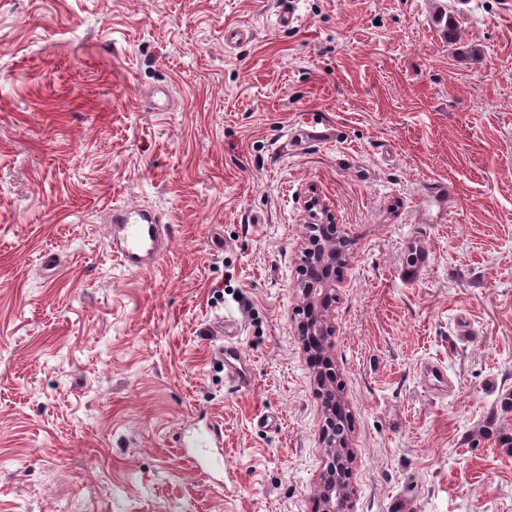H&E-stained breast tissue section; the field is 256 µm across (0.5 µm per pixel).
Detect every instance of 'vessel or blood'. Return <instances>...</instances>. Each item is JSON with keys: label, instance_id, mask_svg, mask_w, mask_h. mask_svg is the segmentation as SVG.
<instances>
[{"label": "vessel or blood", "instance_id": "1", "mask_svg": "<svg viewBox=\"0 0 512 512\" xmlns=\"http://www.w3.org/2000/svg\"><path fill=\"white\" fill-rule=\"evenodd\" d=\"M121 234L113 241V251L129 269L144 270L152 266L167 250L172 240V230L164 224L161 216L132 207L113 208L110 215ZM431 253L424 242L415 244V260L398 271L399 277L407 282L415 281L429 266ZM224 362L232 370L231 381L242 392L253 386L251 370L240 348L230 344L225 346ZM191 448H222L224 429L220 422L212 421L200 428L187 442Z\"/></svg>", "mask_w": 512, "mask_h": 512}]
</instances>
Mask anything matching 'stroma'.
Returning <instances> with one entry per match:
<instances>
[{"instance_id": "obj_1", "label": "stroma", "mask_w": 512, "mask_h": 512, "mask_svg": "<svg viewBox=\"0 0 512 512\" xmlns=\"http://www.w3.org/2000/svg\"><path fill=\"white\" fill-rule=\"evenodd\" d=\"M432 2L295 0L283 27L279 0H0V512H312L313 198L347 242L352 512H512V0H445L451 40ZM122 205L174 229L151 269L110 251ZM209 419L222 474L179 446ZM431 253L422 241L415 244V261L403 266L398 271V276L407 282L415 281L421 273L429 266ZM220 355H224V363L232 369L230 377L233 385L241 392L250 391L254 380L251 376L249 364L242 355L237 345H224V351L221 350Z\"/></svg>"}]
</instances>
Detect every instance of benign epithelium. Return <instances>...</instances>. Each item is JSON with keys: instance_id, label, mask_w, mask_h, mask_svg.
Segmentation results:
<instances>
[{"instance_id": "7a95c632", "label": "benign epithelium", "mask_w": 512, "mask_h": 512, "mask_svg": "<svg viewBox=\"0 0 512 512\" xmlns=\"http://www.w3.org/2000/svg\"><path fill=\"white\" fill-rule=\"evenodd\" d=\"M325 221L322 227L327 229L323 235L311 234L305 242L302 278L296 285L299 293L297 315L298 336L307 350L316 352L322 360V367L313 372L315 390L336 388V369L332 357L335 329L331 322L330 307L336 297V263L345 262L343 251L336 249V225L327 208H322ZM342 403L334 402L322 406L325 425L322 432V444L327 459L319 485L314 496V512H351L345 480L339 477L336 463V448L343 447L346 457H351L349 438L342 445H336V414Z\"/></svg>"}]
</instances>
